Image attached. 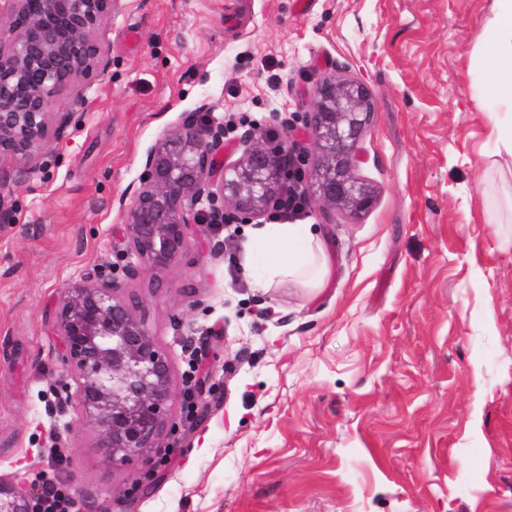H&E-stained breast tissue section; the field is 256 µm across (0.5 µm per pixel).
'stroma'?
I'll list each match as a JSON object with an SVG mask.
<instances>
[{
    "label": "stroma",
    "instance_id": "obj_1",
    "mask_svg": "<svg viewBox=\"0 0 512 512\" xmlns=\"http://www.w3.org/2000/svg\"><path fill=\"white\" fill-rule=\"evenodd\" d=\"M492 6L116 0L105 74L58 99L70 118L45 149L0 160V476L74 512H512V158L474 101ZM333 73L374 98L372 207L307 202L318 282H258L247 245L271 212L128 281L172 357L176 429L159 460L113 466L95 428L65 430L61 293L119 261V201L184 113L226 125L232 160L254 126L308 147Z\"/></svg>",
    "mask_w": 512,
    "mask_h": 512
}]
</instances>
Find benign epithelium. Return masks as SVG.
<instances>
[{
	"label": "benign epithelium",
	"mask_w": 512,
	"mask_h": 512,
	"mask_svg": "<svg viewBox=\"0 0 512 512\" xmlns=\"http://www.w3.org/2000/svg\"><path fill=\"white\" fill-rule=\"evenodd\" d=\"M9 27L0 28V159L25 160L47 145L55 101L80 78L102 74L106 53L96 38L112 0H10ZM305 113L318 157L309 195L322 211L350 218L372 205V187L357 177L359 143L374 112L362 82L330 76L313 90ZM234 161L224 153V125L191 112L148 151L131 203L120 199L127 242L122 276L88 273L64 289L51 321L64 371L60 385L75 417L69 428L94 426L112 464L160 452L177 396L171 354L159 343L124 281L159 278L211 224H250L281 204L301 176V155L271 146L254 128ZM26 488L0 478V512H40Z\"/></svg>",
	"instance_id": "7a95c632"
}]
</instances>
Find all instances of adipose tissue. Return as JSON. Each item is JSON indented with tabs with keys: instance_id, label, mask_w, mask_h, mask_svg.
I'll return each instance as SVG.
<instances>
[{
	"instance_id": "adipose-tissue-1",
	"label": "adipose tissue",
	"mask_w": 512,
	"mask_h": 512,
	"mask_svg": "<svg viewBox=\"0 0 512 512\" xmlns=\"http://www.w3.org/2000/svg\"><path fill=\"white\" fill-rule=\"evenodd\" d=\"M478 67L488 78V88L502 111L512 112V0H494L493 15L487 24L486 49ZM259 240L272 249L296 250L301 260L288 267H273V276L298 278L320 272L313 249V238L303 224H269Z\"/></svg>"
}]
</instances>
